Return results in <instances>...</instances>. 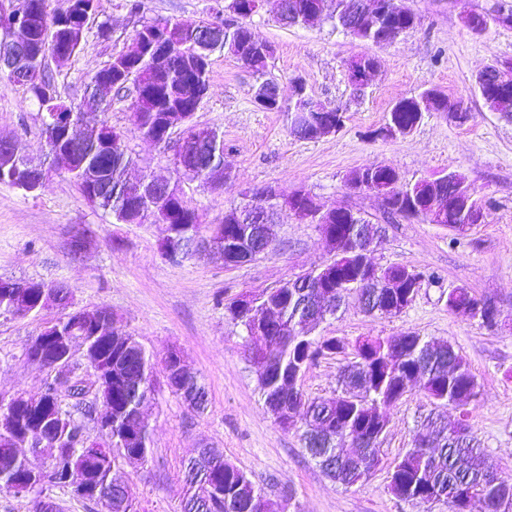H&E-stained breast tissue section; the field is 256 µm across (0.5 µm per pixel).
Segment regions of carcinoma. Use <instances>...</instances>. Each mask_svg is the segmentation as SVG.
<instances>
[{"label":"carcinoma","instance_id":"obj_1","mask_svg":"<svg viewBox=\"0 0 512 512\" xmlns=\"http://www.w3.org/2000/svg\"><path fill=\"white\" fill-rule=\"evenodd\" d=\"M253 0H234V16H215L214 20H166L144 21L142 29L135 30L134 37L142 47L133 62H128L125 51L112 54L111 61L97 71L112 77L111 100H102L91 94L83 104H64L65 110L77 115L82 105H98L106 110L112 102L131 99L137 106L134 126L146 139L171 148V138L166 134V113L181 107L186 112L187 132L207 138L211 149L205 151L202 160L185 172L193 180L206 184L210 175L224 168V136L212 127H200L192 123L209 88L208 71H199L185 65L184 58H192L199 50V32L213 29L217 37L209 44L207 53L217 49L235 57L249 68L257 80L256 90L271 86L268 69L269 57L256 54L250 47ZM286 13L279 21L291 26L310 24V13L320 11L332 26L363 42L374 44L383 37H399L412 29L414 15H391L387 9L392 0H377L386 12L368 20L363 16L359 3L362 0H287ZM512 12V0H497L491 10L470 12L465 24L488 25L498 22L503 12ZM162 37L180 45V55L170 68L160 73L153 65V46ZM374 63V57L360 55L347 63L350 83L359 82L364 69ZM22 68L29 73L24 83L30 96L42 100L39 90L55 88L44 59L32 55L23 59ZM427 89L418 95L399 99V107L388 113L386 123L414 126L424 119L430 94ZM485 106L504 118L512 119V92L507 95L483 94ZM107 122L85 131L79 164L69 171L83 198L94 208L112 214L116 223L133 224L135 214L131 210V191L127 179L128 169L135 165L127 145L112 150L105 143L119 138ZM90 170L98 174L97 187H86V175ZM395 169L382 163H374L351 171L345 179L346 189H358L366 179L379 186L388 187L395 180ZM391 203L384 209V220L406 218L404 203L409 201L417 208V218L430 224L434 220L428 211L436 207L443 214L448 229L462 233L476 223L475 215H485L481 200L475 193L467 197V204L448 202V186L442 185L438 193L432 192V183L426 179L407 182L398 191H390ZM144 211L159 213L174 225L175 237L181 239L204 234L208 226L201 223L199 213L184 199L173 197L142 198ZM277 212L260 210L255 215H245L241 223L231 225L230 237L239 245L248 244L251 229L261 224H273ZM342 236L344 255L336 260L342 281L333 288H320L318 284L329 273L310 271L290 279L276 288L255 296V304L246 310L237 307V298L224 304L225 312L232 321L242 327H250L272 314L280 324L259 345H246L248 357L258 367L257 387L268 411L276 415L275 422L285 431L300 432L305 451L315 460L321 471L332 481L352 488L368 479L380 464V442L383 428L388 426V409L391 404L407 394V390L419 389L424 398L444 405H460L474 400L478 384L460 352L450 342L435 345L419 334L409 331L399 336V350L395 351L386 338H366L355 346L353 361L340 375L341 390L324 399H309L301 387L285 383L290 372L304 374L318 359L345 353V343L336 338L316 334L321 318H315L311 309L317 307L328 317H333L346 300L352 296L361 299L365 292L374 299L365 303L369 313L390 314L389 306L402 313L414 301V297L392 299L385 296V289L375 282L364 288V274L358 256L351 243L352 231L357 224H371L365 217L342 215L337 221ZM54 285L38 282L30 292L31 313L38 316L44 310L43 290ZM448 310L467 320H478L492 328L491 318L495 310L476 298L466 288H454L448 292ZM97 319L96 327L74 323L62 316L44 329L83 337V341L97 344L112 358L103 375L95 381V401L66 396L59 391L56 373L46 371L44 389L34 400L51 409L57 416L55 438L67 448L73 463L84 461L86 426L95 421L99 403H104L112 414V447L108 454L96 460L97 478L101 498L88 502L101 512H137L133 488L114 489L112 469L119 460L139 459L148 461L150 452L149 424L140 413L139 406L155 391L156 368L153 356L137 338L112 327V313L100 308L88 313ZM171 391L182 398L191 408L202 413L207 408L206 392L197 374H175ZM358 448L354 455H347V444ZM54 466L49 459L34 466L26 458L13 457L0 461V493L26 494L31 507L42 498L43 487L52 485L67 488L62 481L45 483L33 477L35 471H45ZM188 489L181 504V512H286L289 499L278 503L254 485L248 474L224 459L214 449L205 448L198 457L185 467ZM389 490L402 500L421 503L443 501L448 512H512V484L497 477L495 466L480 447L471 432L467 419L462 418L450 425L432 413L417 426L412 447L395 463L389 481Z\"/></svg>","mask_w":512,"mask_h":512}]
</instances>
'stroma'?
Listing matches in <instances>:
<instances>
[{"label": "stroma", "instance_id": "1", "mask_svg": "<svg viewBox=\"0 0 512 512\" xmlns=\"http://www.w3.org/2000/svg\"><path fill=\"white\" fill-rule=\"evenodd\" d=\"M223 0H144L139 14L125 0H97L84 49L66 64L49 65L63 101L87 97L92 76L114 52L130 47L142 21L208 19ZM416 16L414 29L388 45L355 40L324 21L312 27L279 23L273 7L254 16L256 35L271 43L270 76L282 101L292 99L302 80L316 101L341 108L342 129L317 140L289 132L288 116L269 112L253 100L256 79L235 58L215 51L210 57V89L193 116L195 124L224 134V165L233 185L211 190L176 172L162 147L132 124L126 103L86 109L84 121L120 132L137 160L136 174L158 173L180 181L187 204L204 223L216 224L237 202L238 187L305 188L327 209L349 206L381 221L376 262L424 273L418 294L396 316L370 315L350 301L337 317L322 323L319 335L352 343L364 336L394 337L413 331L455 345L475 376L479 393L466 409L444 407L448 421L466 416L501 479L512 483V121L488 111L475 85L476 73L499 61L512 79V28L489 24L481 34L464 23L467 12H484L494 0H402ZM377 58L379 68L363 94H354L347 61ZM434 88L463 99L471 113L463 124L442 113L426 115L409 135L397 139L377 132L394 103ZM0 136L19 139L31 164L46 176L33 194L0 184V278L61 284L75 308H108L114 327L132 333L155 358L179 350L206 387L204 412L191 409L165 382H157L145 415L151 429L146 465L120 464L114 480L131 484L138 512H180L186 487L183 464L197 449L223 450L228 462L246 471L272 499L290 496L288 512H448L442 502L404 501L388 490L395 462L411 448L430 401L409 394L389 409L381 442V463L364 483L345 488L328 480L305 453L297 433L282 430L263 404L240 326L224 313L230 297L279 286L330 258L317 225L281 215L275 249L237 267L216 257L179 263L160 251L156 224H119L91 207L61 165L47 156L38 104L25 88L0 78ZM372 163L397 169L414 181L449 170L462 173L482 200L485 223L457 236L421 220L383 223L382 201L370 193L348 194L344 180ZM464 287L498 311L488 328L449 312L450 290ZM58 310L37 316H0V397L35 395L46 374L25 358V349ZM346 357L319 361L302 378L309 398L334 395Z\"/></svg>", "mask_w": 512, "mask_h": 512}]
</instances>
